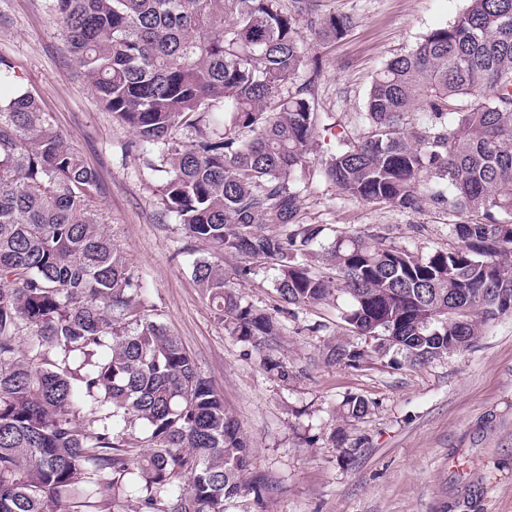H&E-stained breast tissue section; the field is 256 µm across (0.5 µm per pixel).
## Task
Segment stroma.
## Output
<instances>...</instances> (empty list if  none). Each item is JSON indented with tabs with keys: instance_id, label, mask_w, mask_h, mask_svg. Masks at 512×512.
Here are the masks:
<instances>
[{
	"instance_id": "stroma-1",
	"label": "stroma",
	"mask_w": 512,
	"mask_h": 512,
	"mask_svg": "<svg viewBox=\"0 0 512 512\" xmlns=\"http://www.w3.org/2000/svg\"><path fill=\"white\" fill-rule=\"evenodd\" d=\"M51 0H0V56L16 83L40 102L48 122L95 170L92 207L105 231L144 282L160 319L194 354L249 438L252 471L274 487L269 497L240 499L229 512H512V314L485 328L474 346L423 366L371 360L356 369L324 359L342 335L346 296L282 317L269 350L288 364L282 381L267 373L258 351L225 330L189 273L208 255L164 213V175L143 153L134 131L100 103L77 75L51 15ZM466 0H318L322 14H349L341 40L305 36L321 71L311 96L322 122L356 133L376 73L431 29L453 23ZM311 151L301 179L302 221L335 231H389L393 241L429 255L453 246L449 225L461 214L423 207L399 211L345 196ZM321 332H313L316 324ZM368 400L363 418L345 400ZM355 447L344 457V447Z\"/></svg>"
}]
</instances>
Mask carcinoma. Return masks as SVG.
Segmentation results:
<instances>
[{
  "mask_svg": "<svg viewBox=\"0 0 512 512\" xmlns=\"http://www.w3.org/2000/svg\"><path fill=\"white\" fill-rule=\"evenodd\" d=\"M80 73L144 152H159L165 212L211 255L254 260L281 308L243 302L208 257L191 274L231 335L258 350L289 307L349 296L341 319L367 351L329 346L360 368L369 354L425 364L474 345L477 325L512 313V0H467L375 75L368 131L334 134L325 175L349 197L415 211L480 213L448 225L457 245L423 257L382 233L300 222L294 174L320 121L319 63L300 22L339 39L348 16L316 0H53ZM309 77L290 90L301 73ZM0 57V512H228L269 492L223 396L152 313L146 288L91 209L98 178L12 89ZM181 126L195 139L175 140ZM249 132L242 139L232 130ZM510 217L501 220L499 216ZM348 417L369 412L361 396Z\"/></svg>",
  "mask_w": 512,
  "mask_h": 512,
  "instance_id": "cac0c4a2",
  "label": "carcinoma"
}]
</instances>
